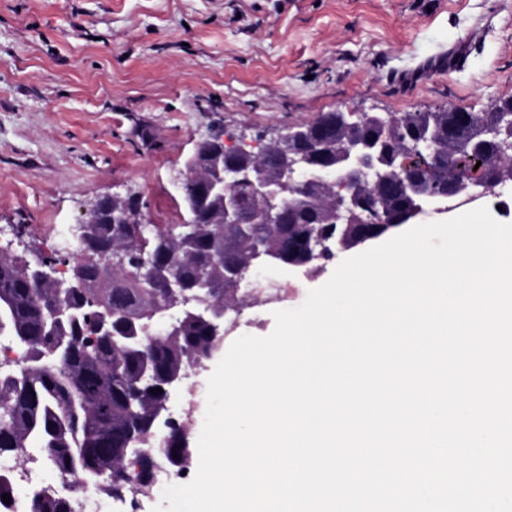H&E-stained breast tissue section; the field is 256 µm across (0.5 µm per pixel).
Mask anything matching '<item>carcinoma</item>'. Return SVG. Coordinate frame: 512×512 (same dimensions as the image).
<instances>
[{
  "instance_id": "cac0c4a2",
  "label": "carcinoma",
  "mask_w": 512,
  "mask_h": 512,
  "mask_svg": "<svg viewBox=\"0 0 512 512\" xmlns=\"http://www.w3.org/2000/svg\"><path fill=\"white\" fill-rule=\"evenodd\" d=\"M500 112H458L452 108L402 112L386 126L373 119L347 118L344 112H322L307 122L312 138L331 145L310 158L312 168L327 166L345 173L336 146L345 141L377 142L383 147L379 167L399 168L413 143H433L430 171L407 170L404 180L393 176L362 190V208L348 220L333 221L336 188L310 183L285 193L284 219L278 224L250 225L278 261L308 267L325 264L312 258L307 243L317 239L341 240L355 246L368 235H383L388 225L372 222V213L388 212L400 219L420 190L448 195V172L474 169L490 180L512 179V151L502 140L511 134L512 96L498 99ZM264 165L268 178H281L278 151L263 155L224 153V161L209 167L211 177L224 170L254 163ZM185 209L215 215L223 209L216 196L189 193ZM181 224L163 226L91 225L90 243L83 256L69 266L82 272V288L32 287L18 273L19 262L0 257V336L23 345L32 359L48 356L56 365L50 373L37 366L25 370L0 362V454H13L22 444L31 456L54 471H77L95 484L94 491L116 502L133 495L128 473L145 486L155 475L157 448L176 476L191 467L192 448L179 439L159 442L156 414L166 404L167 380L183 379L189 364L206 361L221 349L222 337L213 334L211 315L199 306L178 307V333L157 326L169 322L172 306L183 289L204 297L216 308L235 310L238 284L224 278L228 267H246L251 241L234 224H200L189 238ZM129 247L151 263V272L128 265L114 269L102 263L106 247ZM78 310L76 320L51 317L57 300ZM112 314V335L96 330V313ZM64 341L69 351L55 349ZM156 393L149 392V389ZM9 495L3 501L1 495ZM15 504L11 478L0 474V509ZM24 512H74L70 501L49 485L28 490Z\"/></svg>"
}]
</instances>
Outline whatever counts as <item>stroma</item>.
Listing matches in <instances>:
<instances>
[{
  "instance_id": "stroma-1",
  "label": "stroma",
  "mask_w": 512,
  "mask_h": 512,
  "mask_svg": "<svg viewBox=\"0 0 512 512\" xmlns=\"http://www.w3.org/2000/svg\"><path fill=\"white\" fill-rule=\"evenodd\" d=\"M512 96V0H0V239L53 231L96 197L141 195L148 224L183 220L195 142L321 112L399 113ZM286 267L255 276L324 284ZM208 361L170 406L203 422Z\"/></svg>"
}]
</instances>
